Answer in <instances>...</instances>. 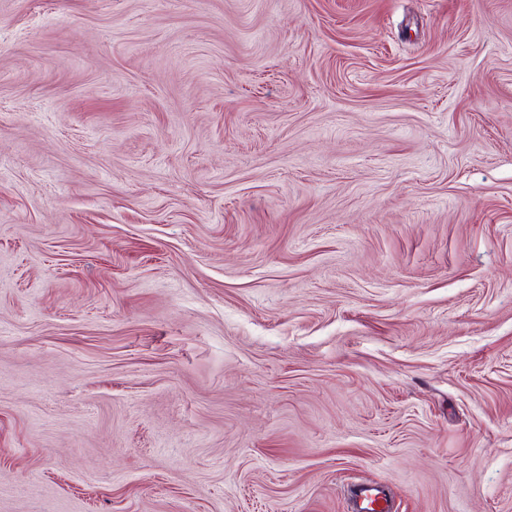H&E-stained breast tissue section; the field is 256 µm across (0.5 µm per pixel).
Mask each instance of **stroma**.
Masks as SVG:
<instances>
[{"instance_id": "obj_1", "label": "stroma", "mask_w": 512, "mask_h": 512, "mask_svg": "<svg viewBox=\"0 0 512 512\" xmlns=\"http://www.w3.org/2000/svg\"><path fill=\"white\" fill-rule=\"evenodd\" d=\"M512 512V0H0V512ZM385 499L382 492L374 487L359 488L353 499V512H390L381 501Z\"/></svg>"}]
</instances>
